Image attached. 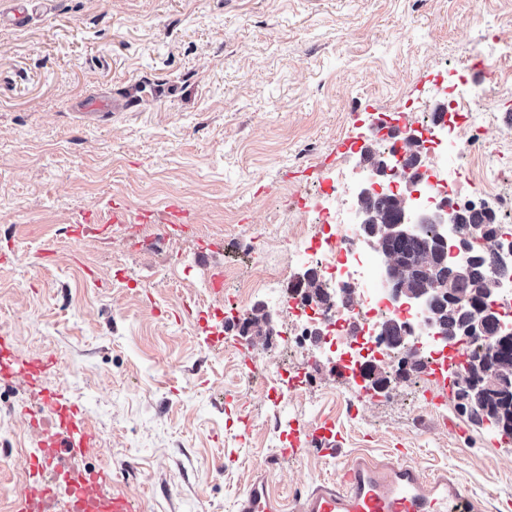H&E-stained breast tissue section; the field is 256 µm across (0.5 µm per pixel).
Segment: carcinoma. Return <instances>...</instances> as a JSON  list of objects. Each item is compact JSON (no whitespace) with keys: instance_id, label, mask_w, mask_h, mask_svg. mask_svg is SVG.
I'll list each match as a JSON object with an SVG mask.
<instances>
[{"instance_id":"1","label":"carcinoma","mask_w":512,"mask_h":512,"mask_svg":"<svg viewBox=\"0 0 512 512\" xmlns=\"http://www.w3.org/2000/svg\"><path fill=\"white\" fill-rule=\"evenodd\" d=\"M399 200L391 197L370 199L371 210L378 226L388 227L395 223ZM457 225L466 229L477 226L486 229L485 236L496 234L493 219L488 212L473 208L458 211ZM438 235L427 232L409 235L382 237V253L399 261L405 270L403 285L407 292L416 294L433 288H446L448 295L432 300L430 313L438 324V330L448 336L460 335L461 323L474 315L471 302L480 300L494 287L495 279L487 273L492 254L482 251L464 263L454 264L442 259L437 248ZM487 381L502 376L512 377V348L509 351L483 356L473 355ZM459 407L467 412L470 420L478 425H488L497 436H512V387L490 390L486 399L475 402L466 396L460 397Z\"/></svg>"}]
</instances>
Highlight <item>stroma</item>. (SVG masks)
Returning a JSON list of instances; mask_svg holds the SVG:
<instances>
[{
    "instance_id": "stroma-1",
    "label": "stroma",
    "mask_w": 512,
    "mask_h": 512,
    "mask_svg": "<svg viewBox=\"0 0 512 512\" xmlns=\"http://www.w3.org/2000/svg\"><path fill=\"white\" fill-rule=\"evenodd\" d=\"M28 25L0 23V328L25 354L62 363L56 383L81 402L110 484L143 512H235L256 467L284 503L336 477L354 453L406 449L425 474L448 472L485 498L512 499V444L470 422L454 397L411 407L410 391L350 412L359 386L323 369L288 417L334 419L339 448L297 459L271 447L276 410L243 395L236 365L265 366L262 337L215 360L191 312L207 266L265 270L252 237L291 235L344 161L337 141L399 99L446 103L440 75L479 42L512 43V0H34ZM493 20L487 30L485 20ZM86 94L129 101L85 120ZM193 224L153 245L170 196ZM123 201L149 224L74 235L86 214ZM54 241L53 264L38 252ZM0 512L36 434L22 382L0 385ZM137 466L126 470L128 457Z\"/></svg>"
}]
</instances>
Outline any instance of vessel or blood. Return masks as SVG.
<instances>
[{
	"label": "vessel or blood",
	"mask_w": 512,
	"mask_h": 512,
	"mask_svg": "<svg viewBox=\"0 0 512 512\" xmlns=\"http://www.w3.org/2000/svg\"><path fill=\"white\" fill-rule=\"evenodd\" d=\"M112 98L90 95L77 107L85 118L108 117L119 111ZM127 208L109 203L106 210L96 212L93 224L97 231H107L114 224L131 223ZM59 370L58 360L47 353L19 355L10 332L0 329V381L21 375L37 395L41 406L54 414V428L41 432L37 445L41 448H67L83 454L98 445V434L86 420L80 407L68 394L51 384ZM335 424L324 420L317 431L305 437L289 433V455H300L305 446L320 441V434L332 431ZM48 489L34 481L21 505V512H53ZM86 512H142L134 496L115 491L96 492L84 503ZM235 512H283L282 503L272 489L265 468H256L243 493L237 498ZM293 512H486L484 499L470 493L448 473L431 476L404 455L389 453L378 461L364 454L351 456L341 467L335 480L316 485L298 496Z\"/></svg>",
	"instance_id": "b4317fda"
}]
</instances>
